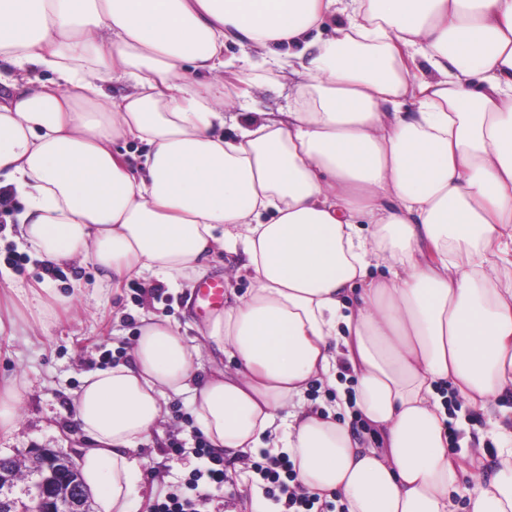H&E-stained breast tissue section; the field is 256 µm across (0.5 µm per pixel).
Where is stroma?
I'll use <instances>...</instances> for the list:
<instances>
[{
    "label": "stroma",
    "mask_w": 512,
    "mask_h": 512,
    "mask_svg": "<svg viewBox=\"0 0 512 512\" xmlns=\"http://www.w3.org/2000/svg\"><path fill=\"white\" fill-rule=\"evenodd\" d=\"M298 82V77L288 74L269 81L254 91L249 111L262 113L266 118L293 111ZM0 267L23 282L48 280L59 293L74 298L68 320L50 335H39L33 321L23 320L14 337L0 336V379L16 378L25 384L17 406L19 426L11 436L0 438L2 458L15 457L27 463L43 448L76 457L84 438L71 398L80 390L85 374L129 360L141 312L178 321L186 325L191 337L207 318L206 312L194 305V290L188 283L172 288L160 285L154 277H134L115 295L99 285L90 267H65L46 274L20 243L8 238L2 227ZM306 399L313 410L348 421L354 437L369 443V424L356 412L337 408L334 390L316 383L310 386ZM165 409L161 434L138 449L145 461L142 493L151 503L159 495L176 490L195 469L205 465L193 453L200 432L195 425L190 394L167 399ZM461 420L462 427L448 433L449 453L458 455L477 446L485 448L480 473L492 476L496 451L487 434L486 417L467 409ZM222 457L227 479L222 487H210L207 512H243L250 505L265 512L268 501L255 482L237 481L239 458L228 450Z\"/></svg>",
    "instance_id": "stroma-1"
}]
</instances>
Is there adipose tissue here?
I'll return each instance as SVG.
<instances>
[{
  "label": "adipose tissue",
  "instance_id": "adipose-tissue-1",
  "mask_svg": "<svg viewBox=\"0 0 512 512\" xmlns=\"http://www.w3.org/2000/svg\"><path fill=\"white\" fill-rule=\"evenodd\" d=\"M229 43L303 76L293 112L220 135L266 81L230 69ZM1 77L0 189L42 266L117 293L239 251L251 277L198 343L144 313L130 361L85 377L96 512H132L136 451L184 393L213 448L287 455L345 512H512V431L493 423L496 474L462 482L484 450L449 455L439 390L487 414L512 392V0H0ZM26 298L45 336L74 301ZM314 381L377 445L305 409Z\"/></svg>",
  "mask_w": 512,
  "mask_h": 512
}]
</instances>
